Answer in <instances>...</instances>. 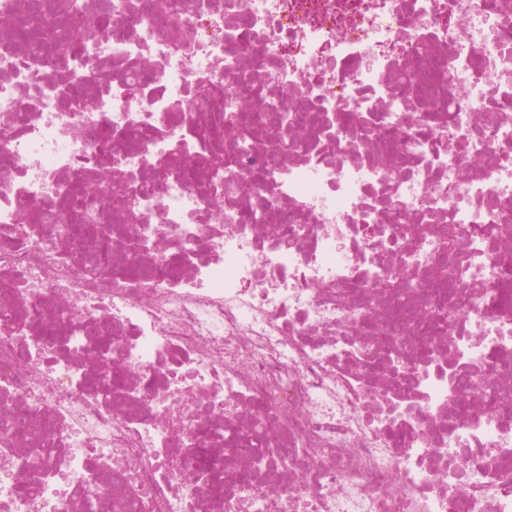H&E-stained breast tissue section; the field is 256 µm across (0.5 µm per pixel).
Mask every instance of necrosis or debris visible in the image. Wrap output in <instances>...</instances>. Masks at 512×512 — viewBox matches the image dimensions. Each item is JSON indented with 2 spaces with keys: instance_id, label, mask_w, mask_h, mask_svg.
Instances as JSON below:
<instances>
[{
  "instance_id": "1",
  "label": "necrosis or debris",
  "mask_w": 512,
  "mask_h": 512,
  "mask_svg": "<svg viewBox=\"0 0 512 512\" xmlns=\"http://www.w3.org/2000/svg\"><path fill=\"white\" fill-rule=\"evenodd\" d=\"M25 2L0 0V420L48 413L58 452L22 499L0 445V512H512V0H179L180 28L112 0L91 60L16 44ZM239 95L288 107L247 153ZM117 172L105 278L42 205ZM393 271L452 326L381 299Z\"/></svg>"
}]
</instances>
